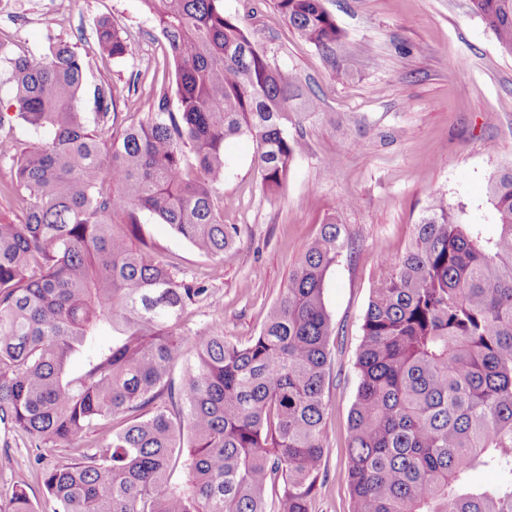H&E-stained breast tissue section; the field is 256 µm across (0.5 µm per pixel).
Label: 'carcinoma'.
<instances>
[{
	"label": "carcinoma",
	"instance_id": "1",
	"mask_svg": "<svg viewBox=\"0 0 512 512\" xmlns=\"http://www.w3.org/2000/svg\"><path fill=\"white\" fill-rule=\"evenodd\" d=\"M140 2L174 61L177 105L162 90L133 125H117L108 83L94 118L83 112L87 62L73 46L15 55L0 43L16 117L37 136L18 142L0 113L12 173L0 199L21 213L0 219V428L33 449L49 502L39 510L17 488L4 512H311L335 333L323 288L351 247L344 228L321 225L258 335L232 341L215 322L190 356L181 330L207 289L175 279L139 213L224 254L238 234L214 203L224 141L252 138L273 191L320 104L221 0ZM272 4L324 53L341 37L323 0ZM471 4L512 54V0ZM96 36L114 58L131 51L107 19ZM488 193L494 233L438 192L405 253L378 269L348 422L354 512H512V165ZM60 446L71 457L46 463ZM479 469L497 480L473 484Z\"/></svg>",
	"mask_w": 512,
	"mask_h": 512
}]
</instances>
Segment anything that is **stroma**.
<instances>
[{"instance_id": "stroma-1", "label": "stroma", "mask_w": 512, "mask_h": 512, "mask_svg": "<svg viewBox=\"0 0 512 512\" xmlns=\"http://www.w3.org/2000/svg\"><path fill=\"white\" fill-rule=\"evenodd\" d=\"M221 6L257 48L297 74L303 91L319 98L322 116L304 123L307 147L273 192L261 182L252 139L226 140L229 167L216 197L239 236L223 255L198 254L149 212L140 221L177 279L206 288L183 328L191 341L217 321L230 339L256 336L321 224L332 217L345 226L355 250L338 258L324 288L337 338L325 387L326 480L311 512H352L348 414L377 270L409 247L433 192H443L449 206L464 204L471 222L491 223L488 182L512 164V55L471 0H324L342 32L328 56L299 38L270 0ZM0 10L29 17L18 37L0 20V41L15 52H41L62 40L87 57V114L95 112L92 92L102 83L111 84L124 125L151 112L160 89L175 87L165 41L140 0H71L50 27L41 22V0H7ZM102 17L127 38L125 57L99 48L95 26ZM4 453L10 463L0 467V500L24 482L32 500L45 502L28 448L0 431Z\"/></svg>"}]
</instances>
